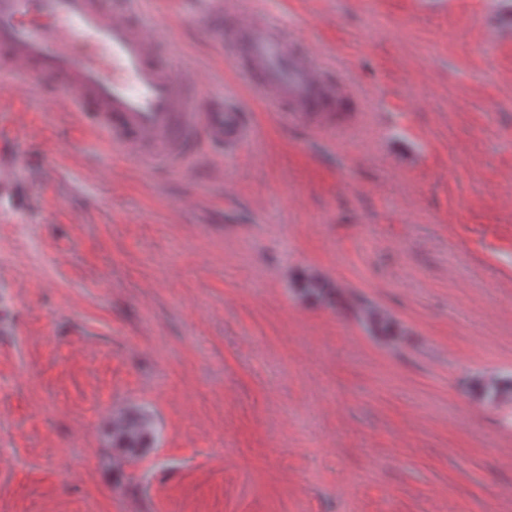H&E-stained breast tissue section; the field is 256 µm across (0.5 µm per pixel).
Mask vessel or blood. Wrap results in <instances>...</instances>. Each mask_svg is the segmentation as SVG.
I'll use <instances>...</instances> for the list:
<instances>
[{"label": "vessel or blood", "mask_w": 512, "mask_h": 512, "mask_svg": "<svg viewBox=\"0 0 512 512\" xmlns=\"http://www.w3.org/2000/svg\"><path fill=\"white\" fill-rule=\"evenodd\" d=\"M141 0H0V73L69 93V110L144 169L188 170L202 148L238 149L255 129L236 101L203 96L137 18ZM196 20L252 93L286 115L330 123L345 99L326 62L298 50L264 8L193 0Z\"/></svg>", "instance_id": "obj_1"}]
</instances>
